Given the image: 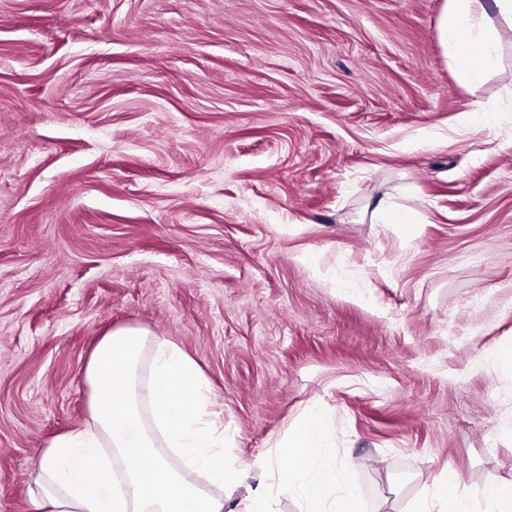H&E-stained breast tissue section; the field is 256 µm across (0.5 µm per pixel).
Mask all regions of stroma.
<instances>
[{"label": "stroma", "instance_id": "1", "mask_svg": "<svg viewBox=\"0 0 512 512\" xmlns=\"http://www.w3.org/2000/svg\"><path fill=\"white\" fill-rule=\"evenodd\" d=\"M444 5L0 0V512L120 328L194 359L231 460L321 404L364 512L512 481V24L464 84Z\"/></svg>", "mask_w": 512, "mask_h": 512}]
</instances>
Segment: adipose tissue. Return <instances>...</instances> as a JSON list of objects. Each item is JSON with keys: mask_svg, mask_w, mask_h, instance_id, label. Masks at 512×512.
<instances>
[{"mask_svg": "<svg viewBox=\"0 0 512 512\" xmlns=\"http://www.w3.org/2000/svg\"><path fill=\"white\" fill-rule=\"evenodd\" d=\"M512 19V0H447L437 27L461 82L477 80L498 54L490 13ZM151 351L149 378L140 374ZM92 389L83 429L45 448L31 475L35 512H224L220 490L257 480L241 512H277L280 494L298 512H363L355 465L341 459L320 405L306 408L274 457L256 465L224 455V428L211 418L208 382L178 345L147 330L110 332L86 368ZM291 461L277 466L278 457ZM512 512V482L461 490L443 469L404 512Z\"/></svg>", "mask_w": 512, "mask_h": 512, "instance_id": "1", "label": "adipose tissue"}]
</instances>
